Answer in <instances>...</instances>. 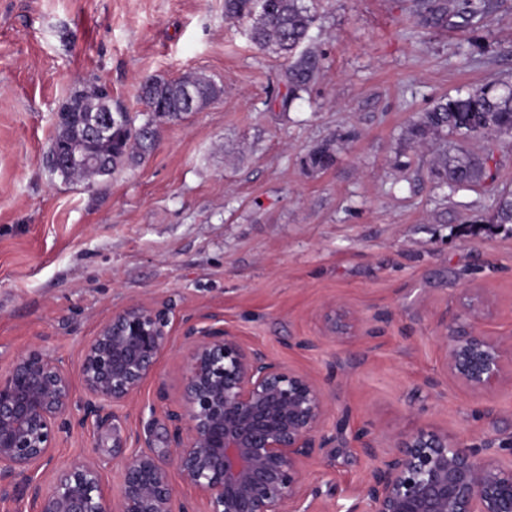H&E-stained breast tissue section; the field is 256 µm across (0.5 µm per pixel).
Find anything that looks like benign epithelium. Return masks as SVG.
<instances>
[{
	"instance_id": "1",
	"label": "benign epithelium",
	"mask_w": 512,
	"mask_h": 512,
	"mask_svg": "<svg viewBox=\"0 0 512 512\" xmlns=\"http://www.w3.org/2000/svg\"><path fill=\"white\" fill-rule=\"evenodd\" d=\"M79 125L80 147L63 156L68 165L94 162L112 119L89 111ZM461 305L467 321L445 323L437 336L445 369L464 386L489 392L512 369V344L478 329L480 294L464 290ZM325 323L329 334L342 335L348 313L330 308ZM166 325L163 312L137 302L99 327L80 355V417L68 372L41 350L19 354L0 372L1 497L21 512H287L303 501L307 465L328 443L324 386L222 326L195 323L186 327V371L169 411L172 462L146 451L126 455L116 497L84 455L57 471L52 484L37 479L60 434L89 416L118 421L115 410L153 374ZM356 440L372 461L360 493L370 512H512V464L488 445H466L432 428L398 436L389 451L368 431ZM172 467L194 489V502L177 503Z\"/></svg>"
}]
</instances>
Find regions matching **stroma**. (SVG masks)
I'll use <instances>...</instances> for the list:
<instances>
[{"mask_svg": "<svg viewBox=\"0 0 512 512\" xmlns=\"http://www.w3.org/2000/svg\"><path fill=\"white\" fill-rule=\"evenodd\" d=\"M409 0H320L305 44L319 58L289 111L285 60L256 47L224 0H0V370L40 349L77 372L83 343L135 302L169 311L156 369L118 414L140 434L116 451L87 419L55 465L91 458L118 487L124 452L168 458L187 320L216 321L317 378L331 443L308 466L297 512H348L381 446L421 427L512 459V375L479 394L445 371L437 336L462 289L490 300L481 328L512 337V224L490 218L512 193V137L468 147L494 177L438 189L432 154L410 146L420 112L512 81V0L466 31L425 26ZM202 72L224 86L203 111L157 127L141 163L92 185L46 167L55 113L103 84L137 111L148 76ZM334 144L332 165L309 166ZM352 317L328 337L324 308Z\"/></svg>", "mask_w": 512, "mask_h": 512, "instance_id": "35a3bbf8", "label": "stroma"}]
</instances>
